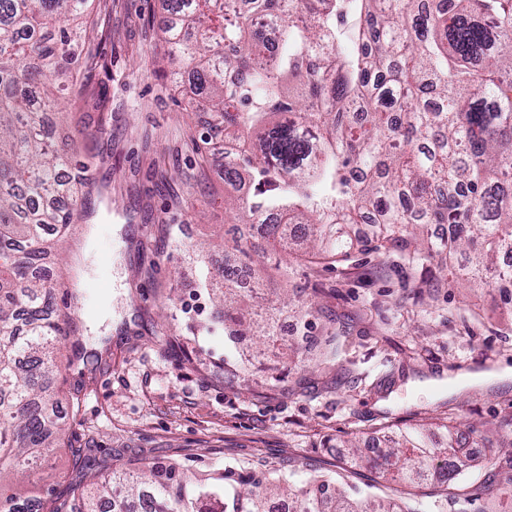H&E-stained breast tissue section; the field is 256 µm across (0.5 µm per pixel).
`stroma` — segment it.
<instances>
[{"mask_svg": "<svg viewBox=\"0 0 512 512\" xmlns=\"http://www.w3.org/2000/svg\"><path fill=\"white\" fill-rule=\"evenodd\" d=\"M95 29L72 46L78 103L62 82L66 123L95 177L90 211L63 247L48 248L54 302L75 340L57 358L54 406L63 432L35 480L68 498L86 468L177 464L206 479L253 468L304 484L339 471V445L370 444L406 424L495 428L512 414V381L446 385L454 373L512 366V316L497 289L447 277L441 255L367 250L332 264L255 265L287 290L292 310L269 340L233 344L214 319L202 268L234 244L224 172L200 156L233 148L203 113L165 31L167 0H90ZM311 308L319 345L299 350L295 308Z\"/></svg>", "mask_w": 512, "mask_h": 512, "instance_id": "35a3bbf8", "label": "stroma"}]
</instances>
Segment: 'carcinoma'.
Returning <instances> with one entry per match:
<instances>
[{
  "label": "carcinoma",
  "instance_id": "cac0c4a2",
  "mask_svg": "<svg viewBox=\"0 0 512 512\" xmlns=\"http://www.w3.org/2000/svg\"><path fill=\"white\" fill-rule=\"evenodd\" d=\"M296 0L305 16L279 29L288 50L271 59L256 26L280 0H181V28L166 30L172 57L195 77L186 109L200 105L234 135L237 151L213 156L224 169V208L262 224L224 264L266 259L305 246L348 258L374 243L422 238L427 254L464 256L457 274L491 286L512 281L500 259L512 252V0ZM88 0H0V512H269L274 496L295 512H485L497 491L457 483L463 461L448 458L470 435L406 427L368 459L378 479L352 491L318 476L297 487L244 469L194 482L172 465L112 468L73 503L50 506L18 476L42 464L60 430L52 401L55 360L67 331L54 310L41 259L49 235L65 238L85 209L87 166L48 140L65 119L46 81L82 34ZM356 224L371 237L352 236ZM229 326L244 302L224 275ZM409 487L399 499L380 492Z\"/></svg>",
  "mask_w": 512,
  "mask_h": 512
}]
</instances>
